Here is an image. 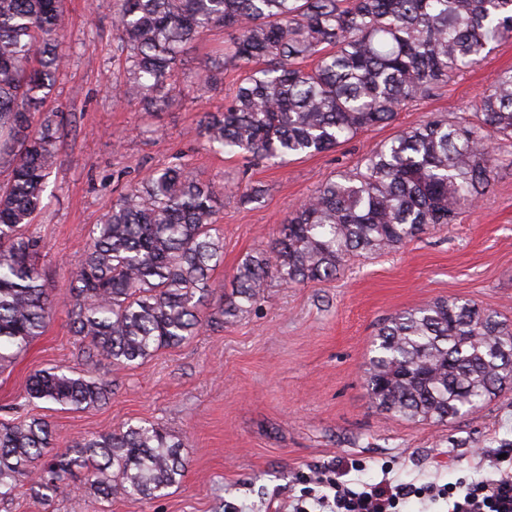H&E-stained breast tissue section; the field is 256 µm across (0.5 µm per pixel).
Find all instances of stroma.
<instances>
[{
    "instance_id": "35a3bbf8",
    "label": "stroma",
    "mask_w": 512,
    "mask_h": 512,
    "mask_svg": "<svg viewBox=\"0 0 512 512\" xmlns=\"http://www.w3.org/2000/svg\"><path fill=\"white\" fill-rule=\"evenodd\" d=\"M64 9L71 55L47 102L62 113L64 127L48 205L33 225L47 243L42 265L55 310L28 351L0 369V421L45 416L61 450L129 422L154 423L180 439L188 468L158 502H97L82 491L44 502L22 492L8 512H286L307 479L323 472L358 483L443 487L480 479L486 456L512 449V392L436 425L378 411L365 383L372 340L397 311L458 298L512 323V167L499 169L455 223L431 227L389 253L353 255L331 281L270 280L258 309L134 368L85 361L66 307L70 274L92 227L128 186L174 164L224 192L217 219L224 261L212 274L210 299L218 306L241 258L268 247L322 183L423 121L470 118L484 89L512 69V40L409 104L391 124L281 167L253 166L206 151L189 135L204 113L223 107L237 71L225 73L222 90L203 99L178 83L161 111L145 113L114 96L123 57L104 0H65ZM253 185L262 187V197L244 200ZM55 365L112 381L111 399L90 411L27 401L30 375Z\"/></svg>"
}]
</instances>
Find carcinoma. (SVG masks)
<instances>
[{
	"mask_svg": "<svg viewBox=\"0 0 512 512\" xmlns=\"http://www.w3.org/2000/svg\"><path fill=\"white\" fill-rule=\"evenodd\" d=\"M125 53L116 94L146 112L168 103L181 56L215 28L232 31L205 72L186 75L199 96L224 69L241 78L224 108L190 134L209 150L283 164L335 148L396 119L410 102L512 39V0H107ZM63 0H0V366L43 333L55 303L30 231L44 207L61 121L44 105L69 56ZM512 70L497 75L475 120H430L369 151L363 169L319 186L269 248L244 256L216 310L213 271L223 192L185 166L148 173L93 227L71 272L68 317L82 355L135 367L203 328L260 306L269 280L336 277L353 253L400 248L512 166ZM367 370L371 403L393 417L444 424L512 388V326L495 310L440 298L385 319ZM28 395L69 410L112 396V382L63 366L30 379ZM180 441L155 424H127L54 450L49 422L0 423V502L24 484L49 502L80 489L96 497L159 500L180 485Z\"/></svg>",
	"mask_w": 512,
	"mask_h": 512,
	"instance_id": "cac0c4a2",
	"label": "carcinoma"
}]
</instances>
